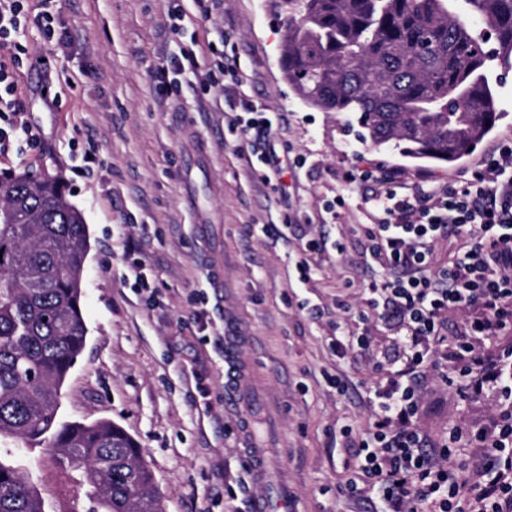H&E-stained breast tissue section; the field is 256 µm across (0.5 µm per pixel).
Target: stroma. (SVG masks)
Here are the masks:
<instances>
[{"label":"stroma","instance_id":"35a3bbf8","mask_svg":"<svg viewBox=\"0 0 512 512\" xmlns=\"http://www.w3.org/2000/svg\"><path fill=\"white\" fill-rule=\"evenodd\" d=\"M54 27L65 43L30 23L0 43L22 101L0 175L60 176L88 229L87 343L60 419L125 429L165 512H251L283 481L294 490L288 512H365L340 490L354 455L342 431L368 428L361 394L377 374L369 357L337 358L331 344L336 332L362 329L374 262L353 227L376 217L371 184L346 175L362 154L406 183L469 179L512 135V67L489 70L501 111L494 131L455 165L423 171L370 147L355 113L302 101L283 77L270 0H63ZM187 52L197 67L170 86L159 71ZM219 54L236 61L243 83L233 90L207 79ZM244 99L272 113L268 140L229 131L228 104ZM270 149L282 171L262 162ZM312 240L324 250L306 251ZM135 261L150 290L135 286ZM234 367L238 385L228 381ZM336 374L349 380L346 394L328 384ZM493 409L490 396L462 401L437 367L421 425L436 437ZM255 446L267 450L263 482L251 472ZM14 456L49 512H65L60 478L38 467L39 452Z\"/></svg>","mask_w":512,"mask_h":512}]
</instances>
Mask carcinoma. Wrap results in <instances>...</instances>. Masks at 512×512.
Here are the masks:
<instances>
[{"mask_svg": "<svg viewBox=\"0 0 512 512\" xmlns=\"http://www.w3.org/2000/svg\"><path fill=\"white\" fill-rule=\"evenodd\" d=\"M286 78L310 106L357 112L364 138L428 166L453 164L499 120L492 55L512 56V0H272ZM0 439L43 447L80 476L86 512H163L139 443L118 425L61 421L62 388L87 337L83 215L57 178L0 179ZM0 455V512H46L30 475Z\"/></svg>", "mask_w": 512, "mask_h": 512, "instance_id": "cac0c4a2", "label": "carcinoma"}]
</instances>
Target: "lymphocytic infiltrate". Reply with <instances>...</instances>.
Returning <instances> with one entry per match:
<instances>
[{"mask_svg": "<svg viewBox=\"0 0 512 512\" xmlns=\"http://www.w3.org/2000/svg\"><path fill=\"white\" fill-rule=\"evenodd\" d=\"M349 183L374 181L377 221L365 225L378 269L366 304L394 322L401 352L383 360L367 389L368 432L346 481L351 496H376L379 512H512V139L495 145L463 186L398 191L390 176L356 166ZM451 239L446 261L437 242ZM446 341L461 396L495 393L498 409L479 428L432 442L418 425L420 380L432 346ZM477 448L455 462L454 444Z\"/></svg>", "mask_w": 512, "mask_h": 512, "instance_id": "f902f5d3", "label": "lymphocytic infiltrate"}]
</instances>
